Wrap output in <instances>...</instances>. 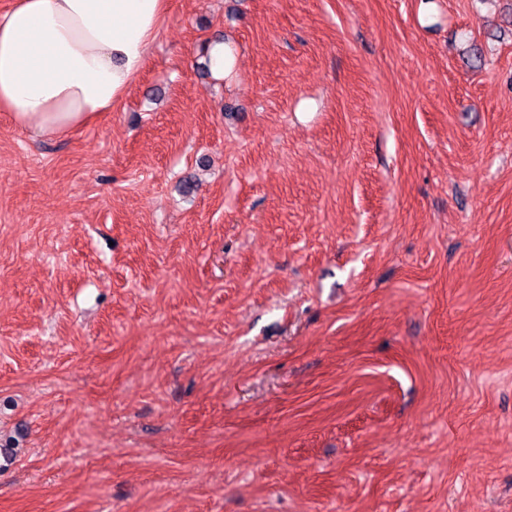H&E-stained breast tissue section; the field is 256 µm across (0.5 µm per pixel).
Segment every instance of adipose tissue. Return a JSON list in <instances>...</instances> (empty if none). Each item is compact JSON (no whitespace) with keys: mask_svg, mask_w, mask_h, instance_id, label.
Returning a JSON list of instances; mask_svg holds the SVG:
<instances>
[{"mask_svg":"<svg viewBox=\"0 0 512 512\" xmlns=\"http://www.w3.org/2000/svg\"><path fill=\"white\" fill-rule=\"evenodd\" d=\"M168 0H13L0 11V112L62 137L112 111L139 74Z\"/></svg>","mask_w":512,"mask_h":512,"instance_id":"1","label":"adipose tissue"}]
</instances>
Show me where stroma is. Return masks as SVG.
<instances>
[{"label":"stroma","mask_w":512,"mask_h":512,"mask_svg":"<svg viewBox=\"0 0 512 512\" xmlns=\"http://www.w3.org/2000/svg\"><path fill=\"white\" fill-rule=\"evenodd\" d=\"M0 512H512V0H169L0 112Z\"/></svg>","instance_id":"35a3bbf8"}]
</instances>
